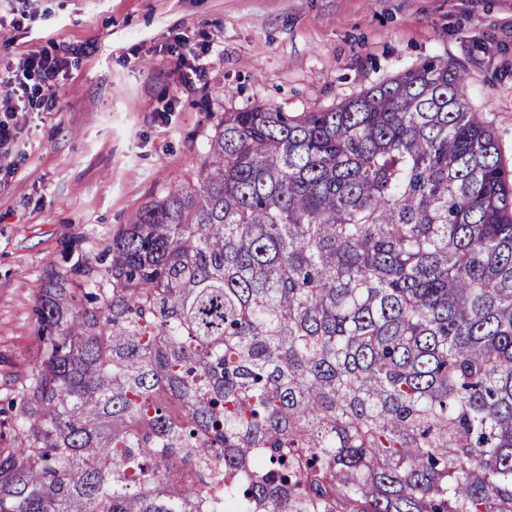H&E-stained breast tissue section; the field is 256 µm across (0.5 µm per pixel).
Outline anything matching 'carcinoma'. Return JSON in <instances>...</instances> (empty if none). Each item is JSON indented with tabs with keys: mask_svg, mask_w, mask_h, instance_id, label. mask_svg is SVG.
I'll use <instances>...</instances> for the list:
<instances>
[{
	"mask_svg": "<svg viewBox=\"0 0 512 512\" xmlns=\"http://www.w3.org/2000/svg\"><path fill=\"white\" fill-rule=\"evenodd\" d=\"M465 77L226 112L47 274L0 512H512V170Z\"/></svg>",
	"mask_w": 512,
	"mask_h": 512,
	"instance_id": "1",
	"label": "carcinoma"
}]
</instances>
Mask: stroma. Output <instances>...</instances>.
Returning <instances> with one entry per match:
<instances>
[{
    "mask_svg": "<svg viewBox=\"0 0 512 512\" xmlns=\"http://www.w3.org/2000/svg\"><path fill=\"white\" fill-rule=\"evenodd\" d=\"M0 0V71L20 53L69 57L57 109L19 115L0 172V398L34 362L33 309L64 244L96 255L149 200L194 178L224 111L327 108L433 56L467 92L512 167V0ZM212 45L187 89L166 48Z\"/></svg>",
    "mask_w": 512,
    "mask_h": 512,
    "instance_id": "stroma-1",
    "label": "stroma"
}]
</instances>
